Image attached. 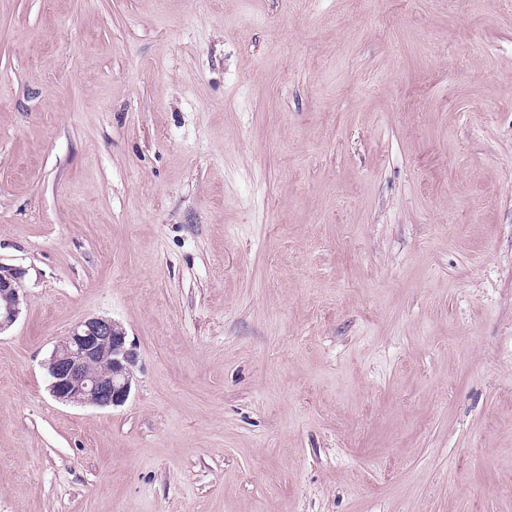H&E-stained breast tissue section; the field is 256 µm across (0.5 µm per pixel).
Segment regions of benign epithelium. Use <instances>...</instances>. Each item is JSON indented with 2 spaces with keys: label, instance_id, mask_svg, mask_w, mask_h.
Here are the masks:
<instances>
[{
  "label": "benign epithelium",
  "instance_id": "obj_1",
  "mask_svg": "<svg viewBox=\"0 0 512 512\" xmlns=\"http://www.w3.org/2000/svg\"><path fill=\"white\" fill-rule=\"evenodd\" d=\"M23 271L0 264V332L20 313ZM136 348L123 326L106 317L79 322L55 345L47 362L50 391L59 401L119 407L133 386Z\"/></svg>",
  "mask_w": 512,
  "mask_h": 512
}]
</instances>
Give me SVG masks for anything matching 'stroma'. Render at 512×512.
Instances as JSON below:
<instances>
[{
    "mask_svg": "<svg viewBox=\"0 0 512 512\" xmlns=\"http://www.w3.org/2000/svg\"><path fill=\"white\" fill-rule=\"evenodd\" d=\"M0 263V512H512V0H0ZM21 269L0 264V333L10 327L20 313ZM136 362V348L120 323L85 318L54 345L47 362L50 391L65 403L123 406L132 391ZM93 364L104 367V372H93Z\"/></svg>",
    "mask_w": 512,
    "mask_h": 512,
    "instance_id": "35a3bbf8",
    "label": "stroma"
}]
</instances>
